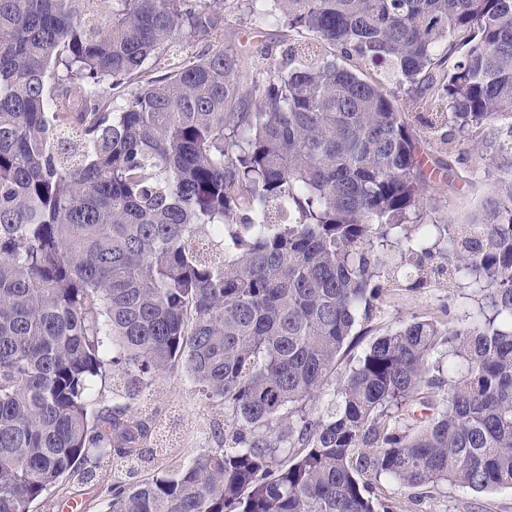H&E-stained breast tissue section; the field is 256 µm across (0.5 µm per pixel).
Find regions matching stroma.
Listing matches in <instances>:
<instances>
[{
  "mask_svg": "<svg viewBox=\"0 0 512 512\" xmlns=\"http://www.w3.org/2000/svg\"><path fill=\"white\" fill-rule=\"evenodd\" d=\"M295 32L281 24L253 32L249 0H226L224 5V37L221 41L198 38L192 43L196 52L224 50L236 57V73L241 83H249L255 59L283 62ZM465 177L461 180L429 183L424 197L429 205V218L443 223L447 218L462 219L475 205L496 187L495 176L489 175L486 163L476 150L465 148ZM472 298L451 296L444 281L415 291L391 288L385 291L365 336L355 337L341 357L342 366H349L363 354L373 336L387 328L423 316L456 327L465 322L475 307ZM131 410L156 412L163 425L172 431L176 441L168 450L164 469L175 470L189 465L200 449L217 445L216 435L224 426V409L205 400L196 385L181 371L156 381L145 393L130 400ZM112 474L97 470L90 479L74 475L63 479L48 494L34 512H58L61 503H81V512H104L107 489ZM379 503L391 506L392 512H512V488H495L476 492L443 483L427 489L408 490L392 481L375 485Z\"/></svg>",
  "mask_w": 512,
  "mask_h": 512,
  "instance_id": "1",
  "label": "stroma"
}]
</instances>
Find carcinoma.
Wrapping results in <instances>:
<instances>
[{
    "mask_svg": "<svg viewBox=\"0 0 512 512\" xmlns=\"http://www.w3.org/2000/svg\"><path fill=\"white\" fill-rule=\"evenodd\" d=\"M99 2L0 0V512L165 456L148 418L89 397L176 369L224 407V447L112 482L109 512H377L381 478L512 488V0H251L305 41L248 86L191 50L224 0ZM387 83L442 108L412 117ZM415 120L500 171L463 224L427 223ZM444 274L477 297L467 322L388 329L309 416L384 290ZM411 402L433 413L402 434Z\"/></svg>",
    "mask_w": 512,
    "mask_h": 512,
    "instance_id": "cac0c4a2",
    "label": "carcinoma"
}]
</instances>
